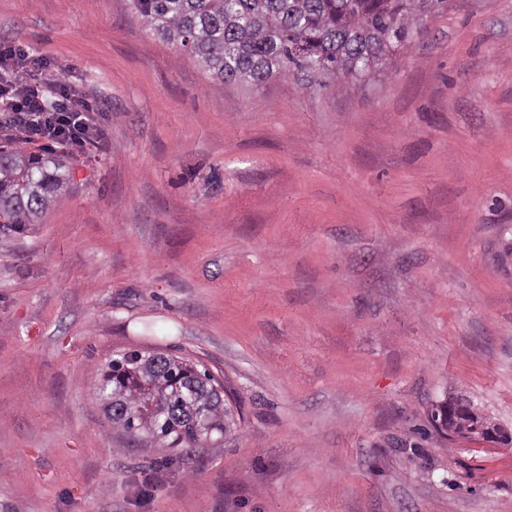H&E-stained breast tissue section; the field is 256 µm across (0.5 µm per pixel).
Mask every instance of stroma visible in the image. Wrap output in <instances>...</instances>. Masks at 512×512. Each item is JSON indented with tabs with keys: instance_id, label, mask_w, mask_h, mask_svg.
Returning <instances> with one entry per match:
<instances>
[{
	"instance_id": "1",
	"label": "stroma",
	"mask_w": 512,
	"mask_h": 512,
	"mask_svg": "<svg viewBox=\"0 0 512 512\" xmlns=\"http://www.w3.org/2000/svg\"><path fill=\"white\" fill-rule=\"evenodd\" d=\"M396 66L211 83L128 0H0L106 139L0 230V512H512V0H448ZM129 350L224 386L234 434L159 466L94 399ZM451 402L452 401L448 400L443 401L440 404L436 405L435 408L431 409L430 416L428 415V421L436 431H448V429L456 423V420L466 419V416L461 415L459 413H448V403ZM456 404L461 406H469L471 407L472 414H474V418L477 422L472 424L467 423L465 434L477 437H485L488 439L495 438L496 433L495 430L498 427L496 424L492 423L488 418H486L479 410L468 401L457 400Z\"/></svg>"
}]
</instances>
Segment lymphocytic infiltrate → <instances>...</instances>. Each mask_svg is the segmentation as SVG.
<instances>
[{
    "label": "lymphocytic infiltrate",
    "instance_id": "1",
    "mask_svg": "<svg viewBox=\"0 0 512 512\" xmlns=\"http://www.w3.org/2000/svg\"><path fill=\"white\" fill-rule=\"evenodd\" d=\"M0 125L28 141L48 140L73 150L102 139L91 105L49 72L43 58L0 43Z\"/></svg>",
    "mask_w": 512,
    "mask_h": 512
}]
</instances>
